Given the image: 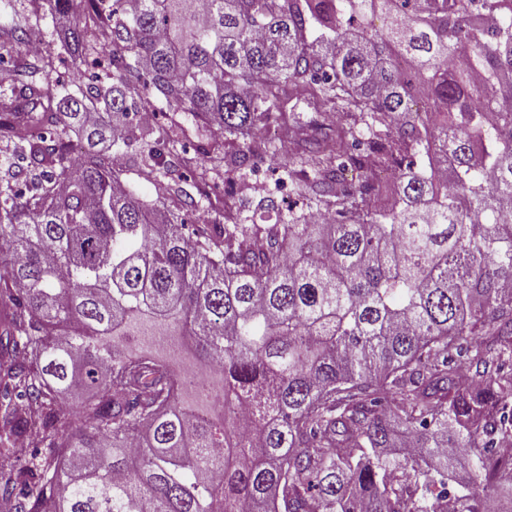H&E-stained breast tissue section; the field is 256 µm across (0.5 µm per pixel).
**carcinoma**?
Returning <instances> with one entry per match:
<instances>
[{
  "label": "carcinoma",
  "instance_id": "cac0c4a2",
  "mask_svg": "<svg viewBox=\"0 0 512 512\" xmlns=\"http://www.w3.org/2000/svg\"><path fill=\"white\" fill-rule=\"evenodd\" d=\"M43 2L78 73L108 34L112 83L68 92L30 56L38 11L0 25V443L37 448L0 461V509L482 512L512 490V0ZM292 97L342 142L295 127L302 208L260 198L273 224L189 234L192 197L135 198L101 149L149 146L164 200L207 169L141 113L222 134L230 174ZM436 144L443 191L416 162Z\"/></svg>",
  "mask_w": 512,
  "mask_h": 512
}]
</instances>
